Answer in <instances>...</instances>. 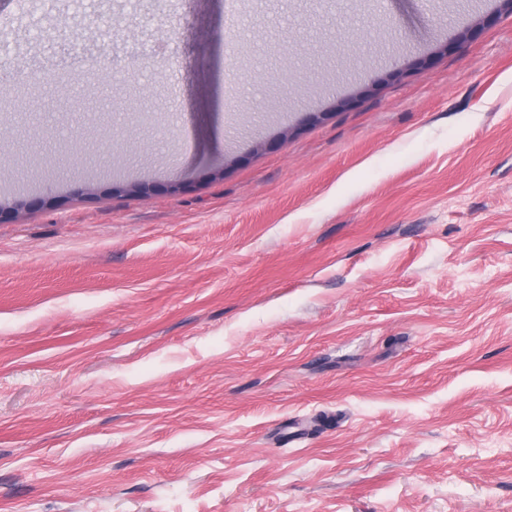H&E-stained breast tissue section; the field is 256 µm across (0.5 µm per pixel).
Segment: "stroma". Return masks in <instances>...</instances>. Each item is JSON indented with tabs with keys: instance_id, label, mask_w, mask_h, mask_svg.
<instances>
[{
	"instance_id": "obj_1",
	"label": "stroma",
	"mask_w": 512,
	"mask_h": 512,
	"mask_svg": "<svg viewBox=\"0 0 512 512\" xmlns=\"http://www.w3.org/2000/svg\"><path fill=\"white\" fill-rule=\"evenodd\" d=\"M498 8L0 0V512H512Z\"/></svg>"
}]
</instances>
